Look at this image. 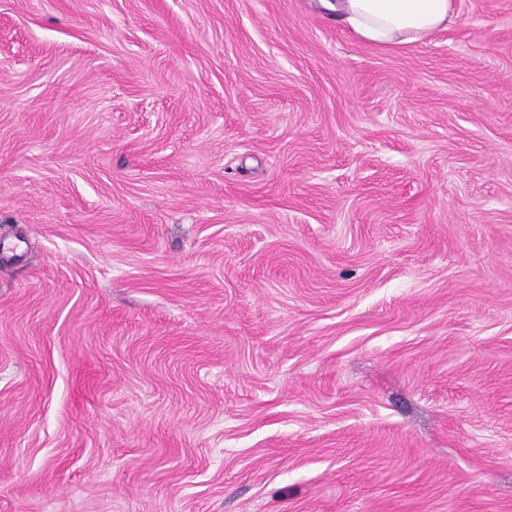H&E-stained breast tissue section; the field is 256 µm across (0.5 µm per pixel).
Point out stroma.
<instances>
[{"mask_svg":"<svg viewBox=\"0 0 512 512\" xmlns=\"http://www.w3.org/2000/svg\"><path fill=\"white\" fill-rule=\"evenodd\" d=\"M0 0V512H512V0ZM341 21L358 37L390 50L420 42L448 28L456 18L454 0H336Z\"/></svg>","mask_w":512,"mask_h":512,"instance_id":"obj_1","label":"stroma"}]
</instances>
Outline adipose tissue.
<instances>
[{
    "mask_svg": "<svg viewBox=\"0 0 512 512\" xmlns=\"http://www.w3.org/2000/svg\"><path fill=\"white\" fill-rule=\"evenodd\" d=\"M341 21L358 37L390 50L448 28L454 0H336Z\"/></svg>",
    "mask_w": 512,
    "mask_h": 512,
    "instance_id": "1",
    "label": "adipose tissue"
}]
</instances>
